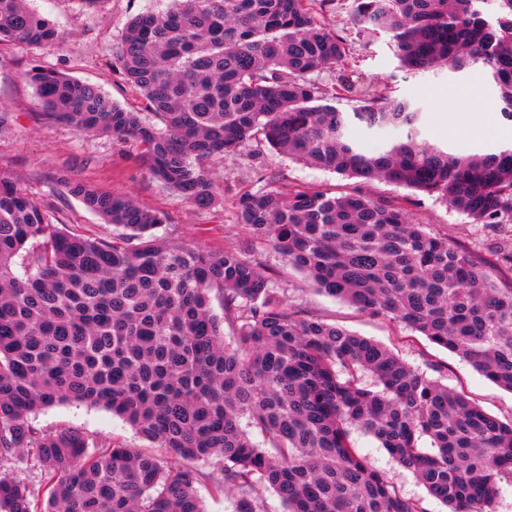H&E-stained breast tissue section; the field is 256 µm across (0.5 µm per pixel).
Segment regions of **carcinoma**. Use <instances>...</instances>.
Listing matches in <instances>:
<instances>
[{
	"label": "carcinoma",
	"mask_w": 512,
	"mask_h": 512,
	"mask_svg": "<svg viewBox=\"0 0 512 512\" xmlns=\"http://www.w3.org/2000/svg\"><path fill=\"white\" fill-rule=\"evenodd\" d=\"M171 2L135 16L116 52L159 124L36 65L26 77L47 114L138 141L150 174L199 209L217 202L205 164L261 140L311 167L435 196L475 224H512V146L457 155L426 144L411 104L392 97L364 96L352 112L322 103L310 75L341 64L346 47L311 0ZM477 2L354 0L353 19L390 34L407 70L446 64L492 79L512 121V0H496L491 19ZM6 43L53 48L61 37L24 0H0ZM355 121L408 132L367 155L347 137ZM60 183L120 233L68 231L0 168V462L25 449L52 482L39 505L25 485L0 479V512H205L203 473L185 462L212 460L234 512H265L259 484L284 512H424L367 465L356 431L448 512H497L512 487V420L378 342L300 315L247 247L167 244L156 235L163 214L82 180ZM238 209L252 239L318 291L425 336L512 392V242L481 265L400 204L314 186L246 191ZM68 401L111 410L171 459L121 445L93 454L81 430L30 420Z\"/></svg>",
	"instance_id": "1"
}]
</instances>
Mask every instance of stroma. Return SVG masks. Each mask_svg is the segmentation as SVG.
Segmentation results:
<instances>
[{"label":"stroma","instance_id":"1","mask_svg":"<svg viewBox=\"0 0 512 512\" xmlns=\"http://www.w3.org/2000/svg\"><path fill=\"white\" fill-rule=\"evenodd\" d=\"M28 5L55 23L63 42L56 48L0 46V110L6 116L0 128V169L16 176L21 187L70 231L108 238L114 228L59 185L62 175L128 195L138 205L163 213L166 222L157 231L160 238L208 253L218 254L225 246L249 241L250 234L237 209L243 191H285L298 186L359 192L383 204H402L412 222L447 236L470 250L478 262L491 260L499 245L501 232L471 223L436 197L383 180L365 182L311 168L256 143L236 155L211 162L209 171L218 204L210 210L197 209L152 177L142 160L140 143L84 135L71 125L49 118L25 78L33 65L51 67L98 85L122 106L146 112L145 102L123 80L115 48L134 16L164 10L166 0H100L93 9L87 8L83 0H28ZM352 14L353 0H327L319 13L320 20L346 45L343 64L313 76L318 86L334 96L338 109L353 111L361 92L390 96L407 100L418 110L420 140L451 153H488L512 144V121L503 118L497 121L498 135L481 137L464 131L449 133L445 122L451 112L470 114L480 106L497 105L493 83L480 80L478 73H457L445 66L424 73L408 71L400 66L389 35L363 30L354 23ZM346 81L353 83L352 91L343 90ZM250 256L288 306L382 343L415 368L428 371L441 367L442 383L464 390L492 415L512 417V392L489 381L459 356L430 344L420 334L401 331L385 319L363 314L344 301L316 291L269 245L254 244ZM31 419L37 427L51 432L79 429L104 448L119 443L139 451L154 449L129 424L100 406L69 401L39 409ZM356 442L372 468L383 472L405 494L422 499L425 512H447L446 506L428 497L413 474L394 462L374 438L360 434ZM1 478L24 484L36 498L47 495L46 476L31 455L21 453L0 465Z\"/></svg>","mask_w":512,"mask_h":512}]
</instances>
